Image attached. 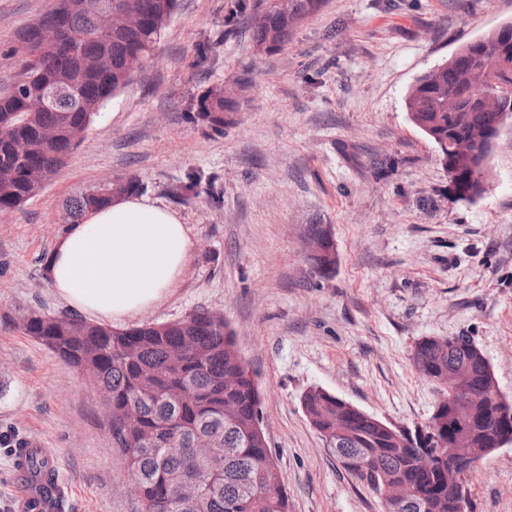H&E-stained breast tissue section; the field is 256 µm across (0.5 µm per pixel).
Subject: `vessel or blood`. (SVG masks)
<instances>
[{
  "label": "vessel or blood",
  "mask_w": 512,
  "mask_h": 512,
  "mask_svg": "<svg viewBox=\"0 0 512 512\" xmlns=\"http://www.w3.org/2000/svg\"><path fill=\"white\" fill-rule=\"evenodd\" d=\"M33 459L39 460L40 469L36 476L31 477L27 471ZM15 468L27 477L25 490L18 501V512H58V501L53 489V479L57 473L54 454L37 445L19 449Z\"/></svg>",
  "instance_id": "b4317fda"
}]
</instances>
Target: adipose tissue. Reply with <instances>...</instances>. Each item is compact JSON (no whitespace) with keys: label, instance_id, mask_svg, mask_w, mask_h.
Listing matches in <instances>:
<instances>
[{"label":"adipose tissue","instance_id":"adipose-tissue-1","mask_svg":"<svg viewBox=\"0 0 512 512\" xmlns=\"http://www.w3.org/2000/svg\"><path fill=\"white\" fill-rule=\"evenodd\" d=\"M190 245L188 230L174 212L128 195L69 225L46 268L68 306L120 322L154 305L172 288Z\"/></svg>","mask_w":512,"mask_h":512}]
</instances>
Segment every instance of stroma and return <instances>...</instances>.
I'll return each instance as SVG.
<instances>
[{
    "instance_id": "35a3bbf8",
    "label": "stroma",
    "mask_w": 512,
    "mask_h": 512,
    "mask_svg": "<svg viewBox=\"0 0 512 512\" xmlns=\"http://www.w3.org/2000/svg\"><path fill=\"white\" fill-rule=\"evenodd\" d=\"M50 5L0 0V91L20 74L10 47ZM255 13V0H179L154 59L44 188L0 216V512L23 490L14 451L33 443L58 458L62 512L138 510L100 394L20 328L27 314L67 311L46 258L66 199L105 179H137L192 243L173 288L123 328L223 313L261 391L288 512H382L307 420L309 388L424 424L439 395L414 347L463 335L512 400V127L493 144L486 193L456 202L404 106L418 75L512 22V0H327L268 54L252 41ZM238 77L223 134L188 120L202 90ZM313 224L336 244L327 278L309 256ZM467 487L471 512H512V446L481 459Z\"/></svg>"
}]
</instances>
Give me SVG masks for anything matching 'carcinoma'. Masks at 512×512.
<instances>
[{
	"label": "carcinoma",
	"instance_id": "cac0c4a2",
	"mask_svg": "<svg viewBox=\"0 0 512 512\" xmlns=\"http://www.w3.org/2000/svg\"><path fill=\"white\" fill-rule=\"evenodd\" d=\"M122 4L142 15L135 27L100 31L97 6ZM326 0L275 3L255 17V46L275 35L274 52L289 41L305 18ZM178 0H54L52 8L19 35L11 54L19 57L21 76L0 94V214L9 213L36 195L43 184L35 175L53 176L84 140L104 102L131 81L136 60L154 54ZM512 35L500 34L474 44L451 63L417 77L405 108L410 122L438 148L440 160L454 164L458 176L450 185L453 199L470 202L483 193L479 178H488L481 160H458L460 142L478 128L491 127L494 113L453 108L474 93H503L512 98V71L496 66L494 57ZM65 94L46 110L29 101L48 88ZM237 111L232 87L202 91L189 118L216 134L224 133V113ZM112 201L94 183L66 201L65 223ZM23 333L44 345L70 368L83 367L95 384L112 396V408L135 406L134 414L112 426V441L126 457L131 490L140 512H288V494L275 495L270 485L281 477L263 430L261 397L254 374L236 348L224 315L199 312L185 319L116 331L78 315L32 314L23 318ZM185 346L174 364L169 351ZM419 374L441 383L451 363L466 364L474 377L471 409L482 423L454 421L448 409L434 411L414 446L402 443L374 419L336 404L335 395L312 388L302 397L310 424L339 456L363 457L368 473L353 472L374 495L388 483L402 482L416 496L397 512H457L455 493L441 467L419 463L424 448H446L448 437L462 436L473 448H495L502 434L494 414L507 403L492 388L485 361L464 344L447 350L424 341L413 356ZM232 405L233 418H224ZM202 478L199 497L184 500L180 480Z\"/></svg>",
	"mask_w": 512,
	"mask_h": 512
}]
</instances>
